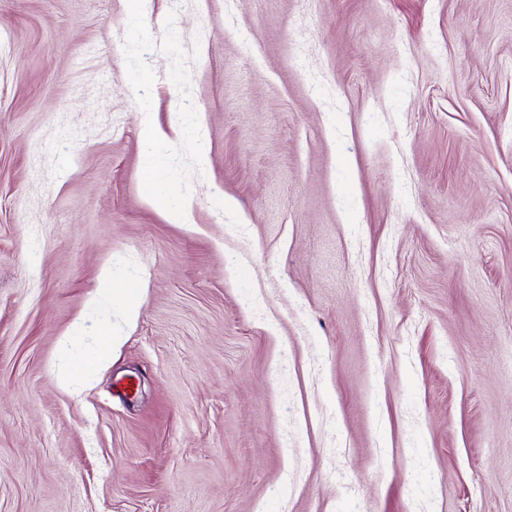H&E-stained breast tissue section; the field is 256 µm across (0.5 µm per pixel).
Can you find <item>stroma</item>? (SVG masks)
Instances as JSON below:
<instances>
[{
    "instance_id": "obj_1",
    "label": "stroma",
    "mask_w": 512,
    "mask_h": 512,
    "mask_svg": "<svg viewBox=\"0 0 512 512\" xmlns=\"http://www.w3.org/2000/svg\"><path fill=\"white\" fill-rule=\"evenodd\" d=\"M0 512H512V0H0ZM103 280L107 288H102L95 300L100 296L111 298L112 304L119 305L127 318L134 319L139 314L142 288L134 282L114 279L108 266L103 270ZM112 322L108 319L101 320L95 329V354L94 361L98 364L107 362L114 348V336Z\"/></svg>"
}]
</instances>
